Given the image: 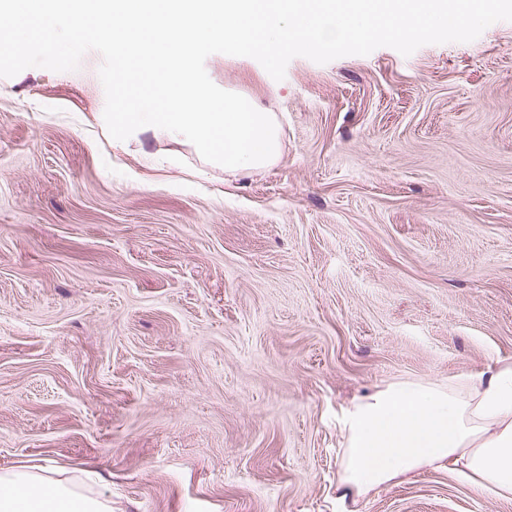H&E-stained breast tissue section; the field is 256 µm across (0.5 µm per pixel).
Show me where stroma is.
<instances>
[{
  "mask_svg": "<svg viewBox=\"0 0 512 512\" xmlns=\"http://www.w3.org/2000/svg\"><path fill=\"white\" fill-rule=\"evenodd\" d=\"M102 56L0 77V470L96 473L112 512H336L356 397L512 361V21L274 80L282 154L233 174L112 139ZM356 512H512L447 470Z\"/></svg>",
  "mask_w": 512,
  "mask_h": 512,
  "instance_id": "stroma-1",
  "label": "stroma"
}]
</instances>
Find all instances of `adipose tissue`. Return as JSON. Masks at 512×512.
Returning a JSON list of instances; mask_svg holds the SVG:
<instances>
[{"mask_svg":"<svg viewBox=\"0 0 512 512\" xmlns=\"http://www.w3.org/2000/svg\"><path fill=\"white\" fill-rule=\"evenodd\" d=\"M336 486L340 512L416 471L464 462L473 490L512 496V362L447 383L404 380L354 400ZM0 512H112V500L51 467L0 471Z\"/></svg>","mask_w":512,"mask_h":512,"instance_id":"adipose-tissue-1","label":"adipose tissue"}]
</instances>
